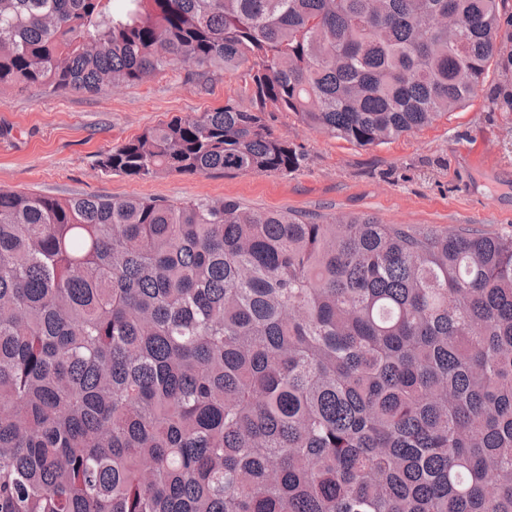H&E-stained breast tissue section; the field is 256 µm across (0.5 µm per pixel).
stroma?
Returning <instances> with one entry per match:
<instances>
[{"instance_id": "obj_1", "label": "stroma", "mask_w": 512, "mask_h": 512, "mask_svg": "<svg viewBox=\"0 0 512 512\" xmlns=\"http://www.w3.org/2000/svg\"><path fill=\"white\" fill-rule=\"evenodd\" d=\"M505 53L468 104L395 142L360 148L302 126L269 123L305 153L287 174L166 175L138 180L101 170L102 152L176 117L247 103L242 72L197 79L192 68L96 94L0 89V189L53 197L232 198L253 209L370 214L386 224L512 231V26Z\"/></svg>"}]
</instances>
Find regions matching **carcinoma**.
I'll return each mask as SVG.
<instances>
[{
	"mask_svg": "<svg viewBox=\"0 0 512 512\" xmlns=\"http://www.w3.org/2000/svg\"><path fill=\"white\" fill-rule=\"evenodd\" d=\"M506 0H0V88L242 71L108 173H288L464 107ZM0 512H512V233L0 190Z\"/></svg>",
	"mask_w": 512,
	"mask_h": 512,
	"instance_id": "1",
	"label": "carcinoma"
}]
</instances>
